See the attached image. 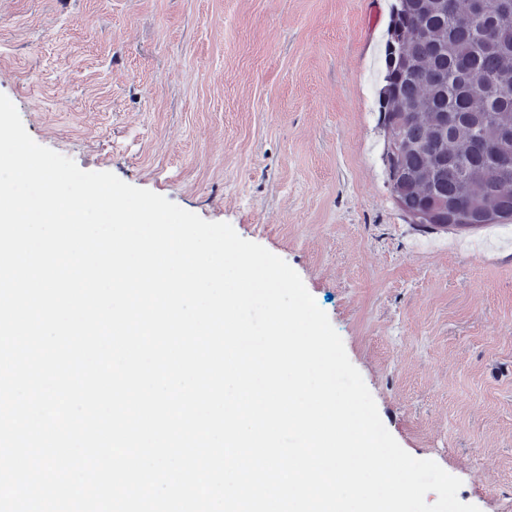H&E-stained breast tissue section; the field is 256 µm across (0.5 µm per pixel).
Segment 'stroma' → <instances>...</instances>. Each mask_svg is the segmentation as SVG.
<instances>
[{
    "instance_id": "1",
    "label": "stroma",
    "mask_w": 512,
    "mask_h": 512,
    "mask_svg": "<svg viewBox=\"0 0 512 512\" xmlns=\"http://www.w3.org/2000/svg\"><path fill=\"white\" fill-rule=\"evenodd\" d=\"M395 0H0L30 136L285 260L385 427L512 512V223L417 230L384 164Z\"/></svg>"
}]
</instances>
